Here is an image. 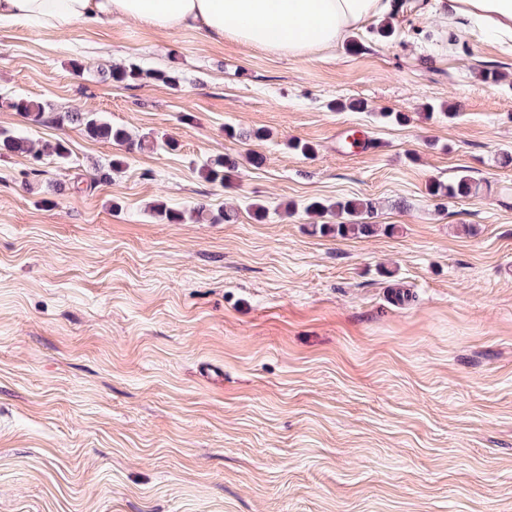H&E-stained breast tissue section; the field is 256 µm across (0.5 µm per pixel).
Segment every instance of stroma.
I'll return each instance as SVG.
<instances>
[{
  "label": "stroma",
  "instance_id": "obj_1",
  "mask_svg": "<svg viewBox=\"0 0 512 512\" xmlns=\"http://www.w3.org/2000/svg\"><path fill=\"white\" fill-rule=\"evenodd\" d=\"M393 2L391 37L304 59L0 25V97L49 106L0 127L70 151L0 155V512H512V46ZM76 110L179 147L56 122ZM222 154L224 187L196 170ZM463 172L478 195H431ZM313 199L372 200L378 230L315 233Z\"/></svg>",
  "mask_w": 512,
  "mask_h": 512
}]
</instances>
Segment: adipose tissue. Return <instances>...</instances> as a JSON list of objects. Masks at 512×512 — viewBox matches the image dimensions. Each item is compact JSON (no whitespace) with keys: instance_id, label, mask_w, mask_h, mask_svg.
Here are the masks:
<instances>
[{"instance_id":"1","label":"adipose tissue","mask_w":512,"mask_h":512,"mask_svg":"<svg viewBox=\"0 0 512 512\" xmlns=\"http://www.w3.org/2000/svg\"><path fill=\"white\" fill-rule=\"evenodd\" d=\"M446 8L458 26L512 40V0H448ZM391 9L390 0H0V23L68 31L133 20L303 58L335 47L346 32Z\"/></svg>"}]
</instances>
